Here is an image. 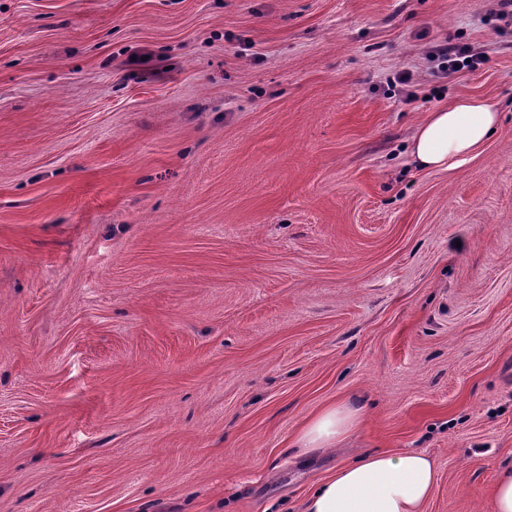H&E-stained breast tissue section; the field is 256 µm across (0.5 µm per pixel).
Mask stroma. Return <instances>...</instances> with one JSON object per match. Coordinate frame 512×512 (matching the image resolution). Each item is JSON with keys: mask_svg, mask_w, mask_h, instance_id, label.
Instances as JSON below:
<instances>
[{"mask_svg": "<svg viewBox=\"0 0 512 512\" xmlns=\"http://www.w3.org/2000/svg\"><path fill=\"white\" fill-rule=\"evenodd\" d=\"M496 0H0V512H299L366 451L425 512L512 465ZM484 61L445 76L431 49ZM414 75L411 91L396 73ZM500 132L421 170L429 112ZM359 422L296 459L324 407ZM500 113L485 99L463 96L430 112L410 139V156L421 169L448 170L465 163L496 133Z\"/></svg>", "mask_w": 512, "mask_h": 512, "instance_id": "1", "label": "stroma"}]
</instances>
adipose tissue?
Instances as JSON below:
<instances>
[{
    "mask_svg": "<svg viewBox=\"0 0 512 512\" xmlns=\"http://www.w3.org/2000/svg\"><path fill=\"white\" fill-rule=\"evenodd\" d=\"M498 110L485 99L463 96L429 113L410 139V156L422 169L448 170L465 163L496 133ZM358 411L334 404L312 418L295 440L302 452L333 448L355 430ZM438 483L426 453H363L339 466L305 499L302 512H425Z\"/></svg>",
    "mask_w": 512,
    "mask_h": 512,
    "instance_id": "ef3b65f1",
    "label": "adipose tissue"
}]
</instances>
